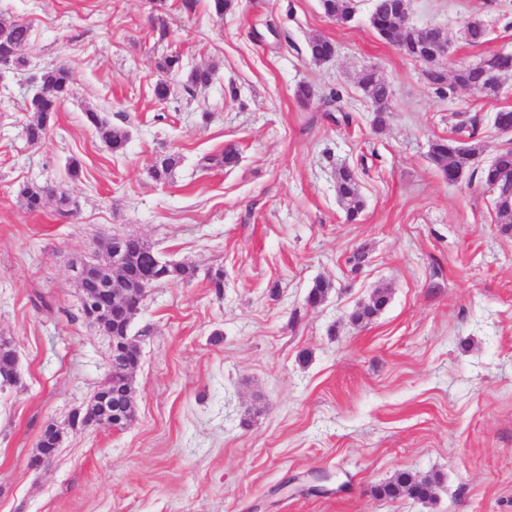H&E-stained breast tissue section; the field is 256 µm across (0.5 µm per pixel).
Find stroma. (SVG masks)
<instances>
[{"label":"stroma","instance_id":"35a3bbf8","mask_svg":"<svg viewBox=\"0 0 512 512\" xmlns=\"http://www.w3.org/2000/svg\"><path fill=\"white\" fill-rule=\"evenodd\" d=\"M371 5L339 25L319 0H234L221 18L208 0L191 12L182 0H0V16L31 29L25 66H0V336L24 381L0 390V512H512V232L478 180L448 182L429 158L461 119L486 134L479 164L511 147L493 120L512 108V75L494 99L437 94L373 31ZM407 14L445 29L448 69L512 52V0H407ZM473 18L492 28L479 46L464 39ZM315 36L334 42L331 60L308 56ZM173 54L179 91L160 103L152 88ZM59 65L73 91L30 145L29 101ZM370 65L393 90L379 130L357 87ZM202 66L211 84L186 88ZM303 83L317 95L307 105ZM331 95L351 125L329 118ZM90 109L128 131L123 153L86 124ZM231 141L236 166L199 169ZM171 151L182 162L156 182L152 160ZM343 166L365 199L355 224L336 196ZM31 181L66 182L76 214L25 211ZM115 233L196 275L151 288L133 320V423L67 434L31 466L45 426L108 372L109 339L79 314L72 264ZM218 267L219 296L206 279ZM319 279L332 288L312 308ZM381 286L387 308L352 324ZM401 470L439 475L433 502L376 494Z\"/></svg>","mask_w":512,"mask_h":512}]
</instances>
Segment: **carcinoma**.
<instances>
[{"label":"carcinoma","instance_id":"1","mask_svg":"<svg viewBox=\"0 0 512 512\" xmlns=\"http://www.w3.org/2000/svg\"><path fill=\"white\" fill-rule=\"evenodd\" d=\"M321 8L329 19L338 24H346L356 14L357 0H321ZM405 18V0H376L370 25L383 41L396 45L404 56L418 60L426 51L425 42L419 29L406 26ZM466 31L465 39L472 45L486 42L490 33L488 25L479 19L468 21ZM30 37V27L27 24L0 18V63L15 67L23 65L25 60L20 51L30 41ZM307 52L313 61L324 62L334 55L335 44L324 37L313 38L308 41ZM489 69H497L503 74L512 72V56L492 53L475 64L456 69L451 75L445 70L428 71L426 79L439 94L446 88L452 90L469 86L480 95L491 98L497 95L499 86L485 82L484 74ZM212 76V68L197 67L188 74L187 83L195 87L206 86L211 82ZM357 85L362 96L371 104L373 125L377 128L383 126L386 114L390 112L385 78L371 68L359 73ZM71 92V78L65 67L53 68L41 75L40 88L29 102L28 111L31 116L24 126L25 138L29 144L39 145L45 141L55 113ZM85 116L88 124L112 152L120 153L125 149L128 141L126 130L112 125L100 112L90 109L85 112ZM478 135L476 124L458 123L453 128L452 135L432 142L430 159L450 182H458L469 174L479 176L482 185L492 194V203L504 224V231L507 232L512 228V181L503 182L498 178V166L506 164L512 167V148L500 150L494 156V161L478 168L475 166L481 145ZM239 159L238 145L227 143L219 157H203L200 159V166L206 169L208 164L214 162L222 167H233L238 164ZM180 163L181 156L176 153L159 155L151 166V176L156 181L165 183ZM65 194L67 190L61 183H29L18 191L21 205L27 211H39L44 208L46 199L53 198L57 202L58 212L67 216L70 211L64 206ZM336 195L344 208L347 222H357L364 210L365 201L355 169L345 166L336 171ZM125 251L135 261L140 275L152 278L154 285L189 280L196 274V268L190 264L160 262L154 246L146 239L128 241ZM330 288V283L326 281H315L307 294L306 304L315 307L322 303ZM388 302V289H374L369 300L353 313L352 323L361 324L378 316ZM432 490L431 479L421 478L409 471L394 474L376 488L380 497L398 499L415 495L421 501L429 500Z\"/></svg>","mask_w":512,"mask_h":512}]
</instances>
